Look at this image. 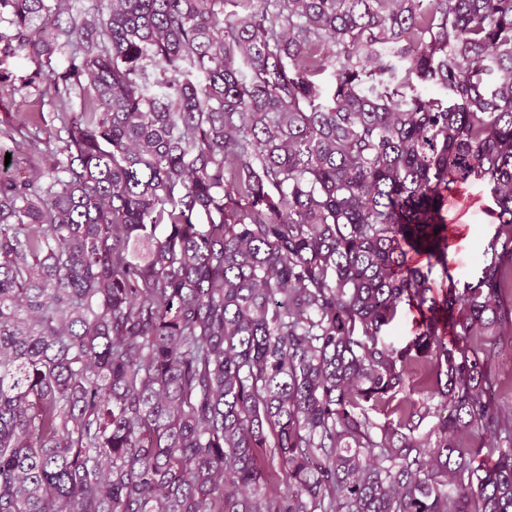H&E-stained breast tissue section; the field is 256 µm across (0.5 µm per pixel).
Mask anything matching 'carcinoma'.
<instances>
[{
	"instance_id": "1",
	"label": "carcinoma",
	"mask_w": 512,
	"mask_h": 512,
	"mask_svg": "<svg viewBox=\"0 0 512 512\" xmlns=\"http://www.w3.org/2000/svg\"><path fill=\"white\" fill-rule=\"evenodd\" d=\"M65 2L0 0V58L70 47L81 98L62 165L0 158V512H512V0ZM490 206L489 191L478 181L455 187L445 199L440 217L450 236L448 268L455 279H471L478 269L477 233L492 230ZM419 315L415 310H409L408 307L403 308L399 314L393 336L389 340L396 345H405L415 336L416 320ZM489 370L494 380L499 384L496 403L509 399L512 400V362L502 353H499L489 363Z\"/></svg>"
}]
</instances>
